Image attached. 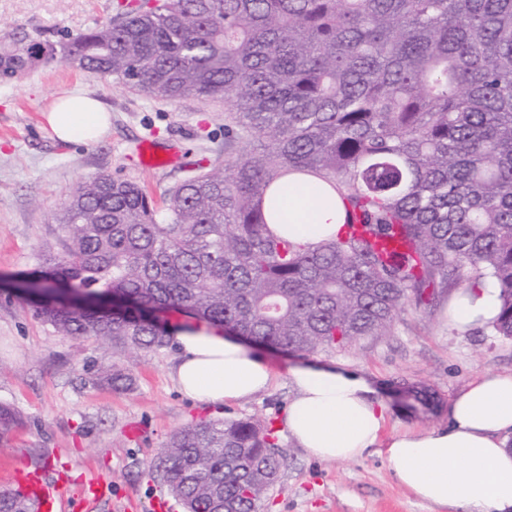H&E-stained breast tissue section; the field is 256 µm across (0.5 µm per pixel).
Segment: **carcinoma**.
Returning a JSON list of instances; mask_svg holds the SVG:
<instances>
[{
	"label": "carcinoma",
	"instance_id": "carcinoma-1",
	"mask_svg": "<svg viewBox=\"0 0 512 512\" xmlns=\"http://www.w3.org/2000/svg\"><path fill=\"white\" fill-rule=\"evenodd\" d=\"M63 43L13 32L12 78L59 62L150 99L224 103V167L197 165L159 210L135 182L81 180L54 222L64 251L25 278L62 336L148 356L179 311L298 354L387 336L409 303L493 281L512 337V0H127ZM340 201V233L302 245L282 191ZM104 379L129 391L114 363ZM22 425L0 402V442ZM283 455L270 422L176 430L149 469L184 512H256ZM0 512H39L17 489Z\"/></svg>",
	"mask_w": 512,
	"mask_h": 512
}]
</instances>
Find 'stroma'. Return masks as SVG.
Returning a JSON list of instances; mask_svg holds the SVG:
<instances>
[{
  "label": "stroma",
  "mask_w": 512,
  "mask_h": 512,
  "mask_svg": "<svg viewBox=\"0 0 512 512\" xmlns=\"http://www.w3.org/2000/svg\"><path fill=\"white\" fill-rule=\"evenodd\" d=\"M116 3L0 0V35L39 31L57 41L110 21ZM78 90L98 98L111 114L99 141H59L46 123L54 101ZM146 140L180 148L181 163L139 166L137 149ZM196 161L209 169L224 163L223 104L194 97L152 100L57 63L0 81V401L11 403L24 420L0 443V464L41 469L71 496L80 477L95 474L111 494L93 512H149L165 485L148 464L175 430L202 418H255L273 423L285 455L258 512H468L463 505L418 501L395 480L384 448L368 449L351 462L311 458L282 420L293 397L287 370L308 361L340 365L372 380L388 405L385 433L446 425L450 403L477 376L512 374V338L484 327L455 331L448 324L447 297L427 310L406 306L390 335L365 337L343 350L302 357L264 349L276 373L272 387L222 404L179 391L171 377L178 355L173 344L127 361L134 386L113 391L96 379L114 361L110 346L57 335L22 301L14 284L36 267L45 246H60L62 233L52 215L78 181L98 173L130 178L159 204ZM405 382L429 386L438 406L415 401L402 390Z\"/></svg>",
  "instance_id": "1"
}]
</instances>
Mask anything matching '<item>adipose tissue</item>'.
<instances>
[{"label":"adipose tissue","instance_id":"ef3b65f1","mask_svg":"<svg viewBox=\"0 0 512 512\" xmlns=\"http://www.w3.org/2000/svg\"><path fill=\"white\" fill-rule=\"evenodd\" d=\"M54 135L91 142L108 127L100 102L76 94L46 114ZM289 238L313 244L337 234L338 204L310 186H293L286 202ZM491 282L456 293L449 325L466 333L495 317ZM172 332L179 354L172 377L186 396L208 403L240 400L267 391L275 374L266 358L224 336L221 330L178 325ZM294 396L283 422L296 445L322 461H353L385 443L397 482L424 502L470 512H512V374H483L448 408L447 425L405 431L381 441L386 406L364 375L340 366L299 364L288 371Z\"/></svg>","mask_w":512,"mask_h":512}]
</instances>
